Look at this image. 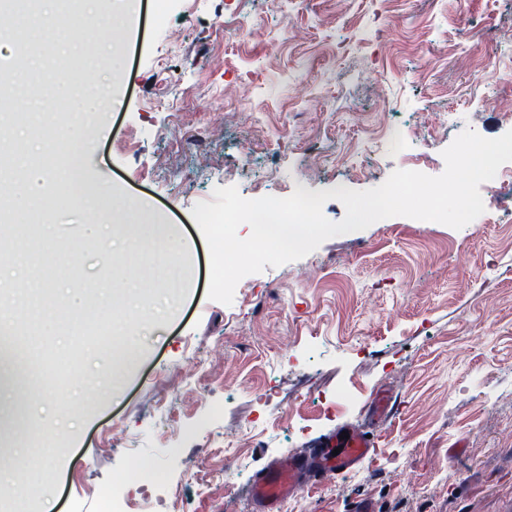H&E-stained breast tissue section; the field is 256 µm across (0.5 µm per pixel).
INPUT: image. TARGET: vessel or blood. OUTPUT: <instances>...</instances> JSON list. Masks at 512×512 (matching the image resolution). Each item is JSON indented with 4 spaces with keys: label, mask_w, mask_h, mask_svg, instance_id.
<instances>
[{
    "label": "vessel or blood",
    "mask_w": 512,
    "mask_h": 512,
    "mask_svg": "<svg viewBox=\"0 0 512 512\" xmlns=\"http://www.w3.org/2000/svg\"><path fill=\"white\" fill-rule=\"evenodd\" d=\"M375 449L374 438L356 428L347 436L331 432L315 440L310 448L290 454L287 462L273 460L256 474L248 494L258 512H278L292 496L300 477L333 479L357 471Z\"/></svg>",
    "instance_id": "obj_1"
}]
</instances>
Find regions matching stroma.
<instances>
[{"mask_svg":"<svg viewBox=\"0 0 512 512\" xmlns=\"http://www.w3.org/2000/svg\"><path fill=\"white\" fill-rule=\"evenodd\" d=\"M112 39L92 18L66 31L34 66L36 87L15 95L24 121L0 131L34 145L11 163L40 165L53 143L32 115L60 98L88 143L77 181L46 182L60 206L0 264L13 305L16 279L42 281L57 258L69 269L70 317L50 316L39 346L14 340L40 399L0 392V432L25 434L11 484L29 512H253L248 488L270 458L347 423L371 428L376 459L301 483L281 512L363 498L378 512H512V199L458 230L397 216L329 238L244 277L228 305L207 296L191 215L219 186L286 197L370 189L412 163L440 175L451 111L483 137L505 133L480 98L512 101L495 82L512 63V0H140L121 60L95 61ZM481 52L477 73L468 58ZM79 53L93 76L67 81ZM350 112L385 135L366 139ZM336 148L356 167L315 171L313 152ZM174 239L189 252L156 265L152 249ZM89 293L111 294V330L77 317ZM378 393L394 408L372 422ZM249 427L225 463L226 440ZM140 465L160 481H135ZM49 469L53 483L34 484Z\"/></svg>","mask_w":512,"mask_h":512,"instance_id":"obj_1","label":"stroma"}]
</instances>
